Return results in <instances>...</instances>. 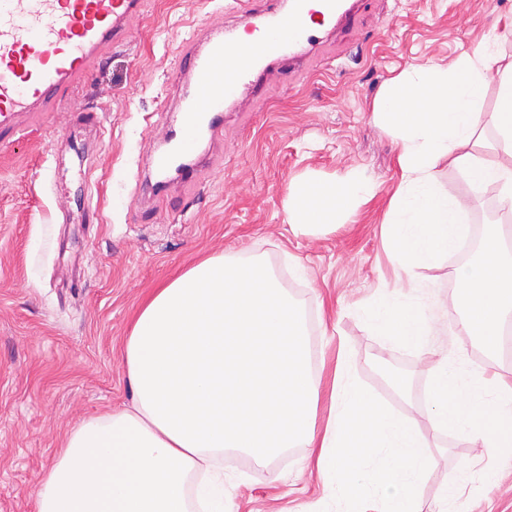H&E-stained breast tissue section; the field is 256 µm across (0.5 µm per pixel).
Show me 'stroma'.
Listing matches in <instances>:
<instances>
[{"mask_svg": "<svg viewBox=\"0 0 512 512\" xmlns=\"http://www.w3.org/2000/svg\"><path fill=\"white\" fill-rule=\"evenodd\" d=\"M223 3L145 0L127 42L70 89L61 110L0 141V512H36L40 482L69 433L130 404L120 356L139 307L154 288L220 253L262 255L300 302L313 372L331 375L345 344L366 389L420 417L435 458L423 512L455 492L456 469L472 458L463 512H512V467L470 442L434 436L421 417L441 356L464 355L476 368L490 362L453 333L458 261L422 272L435 314L429 353L381 349L356 312L377 289L398 285L380 235L400 174L398 147L374 120L376 101L410 66L453 61L491 25L512 29V0H351L354 23L337 16L295 47L302 74L266 59L256 69L265 97L225 104L223 139L203 144L222 157L220 170L191 188L171 181L135 207L136 183L154 179L151 117L176 110L189 81L180 38L201 25L228 34L256 26ZM70 107L99 111L102 128H70ZM352 172L376 183L369 202L325 229H291L282 202L293 176L327 182ZM439 182L470 199L468 222L485 232L493 197L445 166ZM61 194L78 203L92 195L98 214L78 207L60 215ZM381 362L402 371L404 391L380 374ZM307 454L289 449L266 469L238 459L227 471L230 512H315L329 487ZM488 466L500 470L491 485Z\"/></svg>", "mask_w": 512, "mask_h": 512, "instance_id": "1", "label": "stroma"}]
</instances>
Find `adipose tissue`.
Listing matches in <instances>:
<instances>
[{"label":"adipose tissue","instance_id":"1","mask_svg":"<svg viewBox=\"0 0 512 512\" xmlns=\"http://www.w3.org/2000/svg\"><path fill=\"white\" fill-rule=\"evenodd\" d=\"M501 34L485 36L447 65L415 66L392 79L376 118L398 135L400 179L381 226L391 265L408 288L381 292L358 310L383 347L423 352L432 333L428 288L418 273L438 267L466 242L469 199L443 190L441 162L475 190L492 194L505 223L485 249L494 280L459 273L454 297L461 335L497 348L512 320V60ZM496 85L497 110L480 101ZM499 158L482 159L485 126ZM374 185L347 176L329 182L293 177L283 209L293 230L335 225L372 198ZM479 305L473 329L466 313ZM134 391L131 407L89 418L67 439L44 476L36 512H229L224 457L265 467L291 448H313L331 489L328 512H421L419 493L434 465L416 419L401 416L357 381L356 364L339 352L329 414L317 427L319 383L310 364L301 306L257 256L211 255L183 271L140 308L121 355ZM249 403L266 415L265 450L224 417L219 400ZM492 417L488 427L478 414ZM426 414L438 430L485 448H511L512 375L471 368L465 358L432 369Z\"/></svg>","mask_w":512,"mask_h":512}]
</instances>
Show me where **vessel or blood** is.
<instances>
[{
  "label": "vessel or blood",
  "instance_id": "vessel-or-blood-1",
  "mask_svg": "<svg viewBox=\"0 0 512 512\" xmlns=\"http://www.w3.org/2000/svg\"><path fill=\"white\" fill-rule=\"evenodd\" d=\"M321 15L335 0H295L291 16L274 15L261 29L250 54L222 32L198 29L182 38L178 57L192 79V94L181 105L183 119H158L154 127L168 151L154 155L156 176L175 160L199 150L203 131L219 132L224 100L258 99L255 65L285 57L308 40L305 18L312 4ZM144 0H0V139L12 136L22 117L54 111L70 87L84 78L104 50L123 44Z\"/></svg>",
  "mask_w": 512,
  "mask_h": 512
}]
</instances>
